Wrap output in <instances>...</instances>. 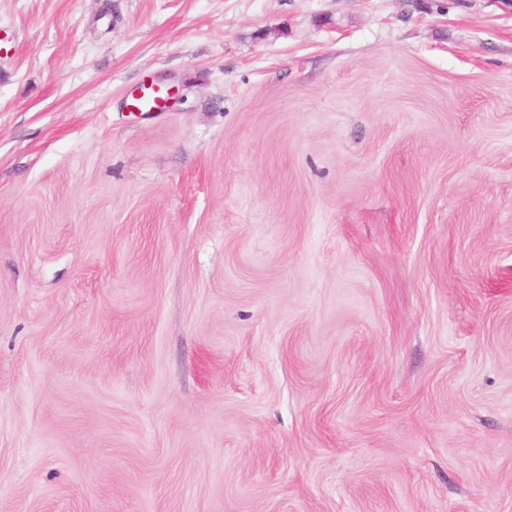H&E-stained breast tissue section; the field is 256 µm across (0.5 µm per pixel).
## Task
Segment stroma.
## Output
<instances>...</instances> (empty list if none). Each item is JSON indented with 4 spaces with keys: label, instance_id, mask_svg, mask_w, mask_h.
I'll return each mask as SVG.
<instances>
[{
    "label": "stroma",
    "instance_id": "obj_1",
    "mask_svg": "<svg viewBox=\"0 0 512 512\" xmlns=\"http://www.w3.org/2000/svg\"><path fill=\"white\" fill-rule=\"evenodd\" d=\"M0 512H512V0H0Z\"/></svg>",
    "mask_w": 512,
    "mask_h": 512
}]
</instances>
